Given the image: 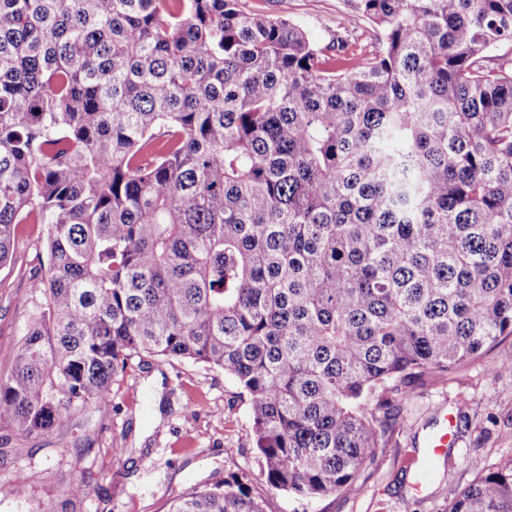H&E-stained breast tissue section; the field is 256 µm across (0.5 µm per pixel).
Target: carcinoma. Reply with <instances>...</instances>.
Listing matches in <instances>:
<instances>
[{"mask_svg":"<svg viewBox=\"0 0 512 512\" xmlns=\"http://www.w3.org/2000/svg\"><path fill=\"white\" fill-rule=\"evenodd\" d=\"M349 2L369 50L239 0H0V267L20 224L47 261L0 422L48 436L189 359L247 395L269 485L321 499L400 378L512 335V0ZM170 512L264 510L232 473ZM448 512H512V461Z\"/></svg>","mask_w":512,"mask_h":512,"instance_id":"cac0c4a2","label":"carcinoma"}]
</instances>
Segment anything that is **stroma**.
Returning <instances> with one entry per match:
<instances>
[{
	"mask_svg": "<svg viewBox=\"0 0 512 512\" xmlns=\"http://www.w3.org/2000/svg\"><path fill=\"white\" fill-rule=\"evenodd\" d=\"M243 9L279 16L309 40L340 36L369 45L373 29L348 0H240ZM45 227L17 228L10 264L0 269V379L8 378L22 338L43 301L30 278ZM512 335L441 378L407 379L384 448L361 474L359 490L298 499L269 485L258 465L247 396L223 372L190 360H134L112 383L108 403L74 406L53 436L0 423V512H168L172 500L231 472L250 477L265 512H447L454 490L472 483L478 465L512 459ZM457 407L456 444L427 480L419 469L426 440L448 407ZM126 453H112L117 444ZM24 478L26 493L10 489ZM87 493L69 494L76 479Z\"/></svg>",
	"mask_w": 512,
	"mask_h": 512,
	"instance_id": "1",
	"label": "stroma"
}]
</instances>
